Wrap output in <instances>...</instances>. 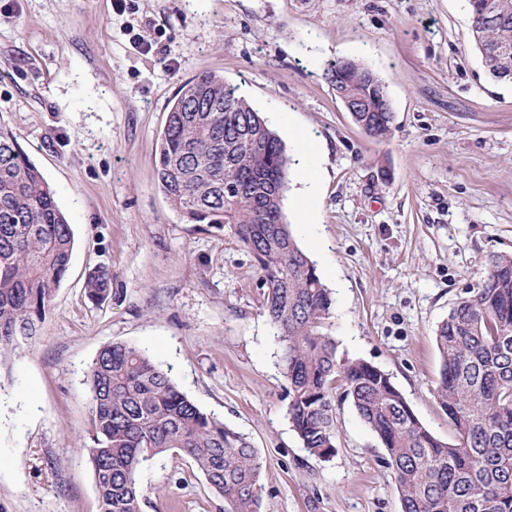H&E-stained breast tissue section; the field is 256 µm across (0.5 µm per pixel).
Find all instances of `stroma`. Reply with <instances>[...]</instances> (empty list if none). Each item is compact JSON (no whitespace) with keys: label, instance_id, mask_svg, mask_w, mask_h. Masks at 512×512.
I'll return each instance as SVG.
<instances>
[{"label":"stroma","instance_id":"35a3bbf8","mask_svg":"<svg viewBox=\"0 0 512 512\" xmlns=\"http://www.w3.org/2000/svg\"><path fill=\"white\" fill-rule=\"evenodd\" d=\"M466 0H0V118L74 234L36 339L0 370V512H98L87 371L121 340L145 350L263 461L262 512H400L386 451L336 398V454L302 447L287 414L265 290L231 231L186 223L156 152L179 86L212 72L293 159L286 215L333 306L338 353L388 373L432 432L437 325L512 253V81L473 48ZM354 59L386 86L382 138L325 70ZM308 137L313 150L301 156ZM317 190L303 198L302 168ZM112 271V297L86 277ZM142 512H225L189 462L143 465ZM91 300L102 301L112 294V273L103 266L89 273L86 283Z\"/></svg>","mask_w":512,"mask_h":512}]
</instances>
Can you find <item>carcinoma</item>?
I'll list each match as a JSON object with an SVG mask.
<instances>
[{"label": "carcinoma", "instance_id": "1", "mask_svg": "<svg viewBox=\"0 0 512 512\" xmlns=\"http://www.w3.org/2000/svg\"><path fill=\"white\" fill-rule=\"evenodd\" d=\"M497 15L476 19L473 41L498 81L512 78V0H479ZM336 92L359 99L354 123L372 137L392 113L379 76L345 59L328 65ZM291 158L249 102L210 73L182 84L159 139L156 175L189 224L228 226L252 254L264 309L281 349L288 417L310 454L336 452L337 385L381 441L402 512H512V255L490 257L487 273L435 330L441 357L436 397L454 433L434 435L389 374L338 357L323 331L332 295L286 222ZM73 234L53 192L0 123V366L31 342L69 270ZM90 299L112 294V273H89ZM92 467L98 512H141L137 474L176 453L196 466L227 512H261L262 460L247 437L203 412L139 347L103 346L89 367Z\"/></svg>", "mask_w": 512, "mask_h": 512}]
</instances>
